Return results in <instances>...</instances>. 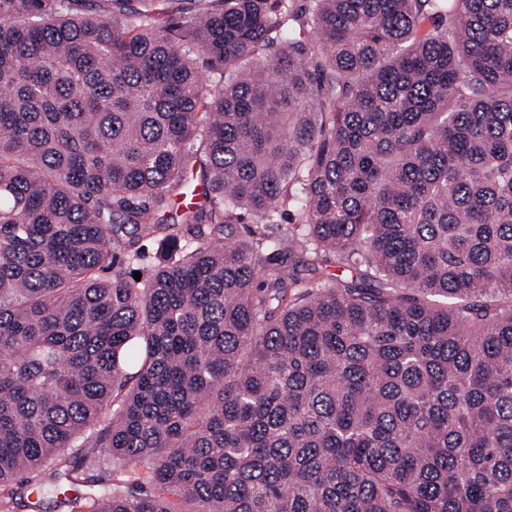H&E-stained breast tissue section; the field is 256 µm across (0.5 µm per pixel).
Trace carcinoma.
<instances>
[{"mask_svg": "<svg viewBox=\"0 0 512 512\" xmlns=\"http://www.w3.org/2000/svg\"><path fill=\"white\" fill-rule=\"evenodd\" d=\"M104 2L0 0V512H512V0Z\"/></svg>", "mask_w": 512, "mask_h": 512, "instance_id": "carcinoma-1", "label": "carcinoma"}]
</instances>
